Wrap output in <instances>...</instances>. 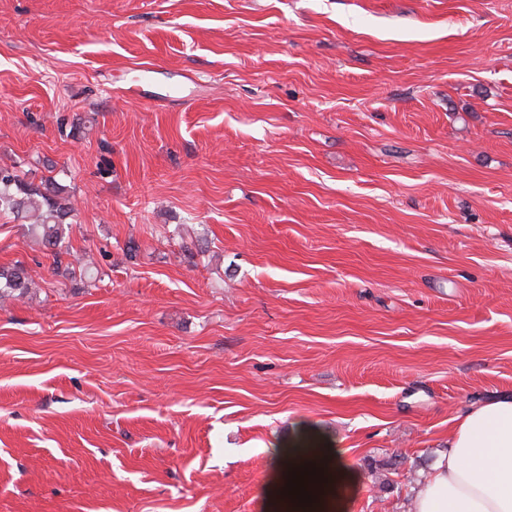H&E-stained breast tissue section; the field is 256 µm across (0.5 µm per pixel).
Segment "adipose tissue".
Segmentation results:
<instances>
[{
    "mask_svg": "<svg viewBox=\"0 0 512 512\" xmlns=\"http://www.w3.org/2000/svg\"><path fill=\"white\" fill-rule=\"evenodd\" d=\"M308 446L299 454V446ZM323 467L325 480L309 484L311 507L291 512H348L357 486L335 441L322 431L300 428L272 457L273 493L287 483V456ZM408 512H512V399L470 405L456 417L441 450L408 503Z\"/></svg>",
    "mask_w": 512,
    "mask_h": 512,
    "instance_id": "adipose-tissue-1",
    "label": "adipose tissue"
}]
</instances>
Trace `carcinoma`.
Returning a JSON list of instances; mask_svg holds the SVG:
<instances>
[{"label": "carcinoma", "mask_w": 512, "mask_h": 512, "mask_svg": "<svg viewBox=\"0 0 512 512\" xmlns=\"http://www.w3.org/2000/svg\"><path fill=\"white\" fill-rule=\"evenodd\" d=\"M74 212L67 186L52 177L36 183L29 172L17 165L0 164V215L23 216L28 237L47 249L53 270L64 275L77 273L93 282L99 274L97 267L69 260L71 251L66 243V232ZM35 286V280L23 263L0 267V302L19 300Z\"/></svg>", "instance_id": "1"}]
</instances>
